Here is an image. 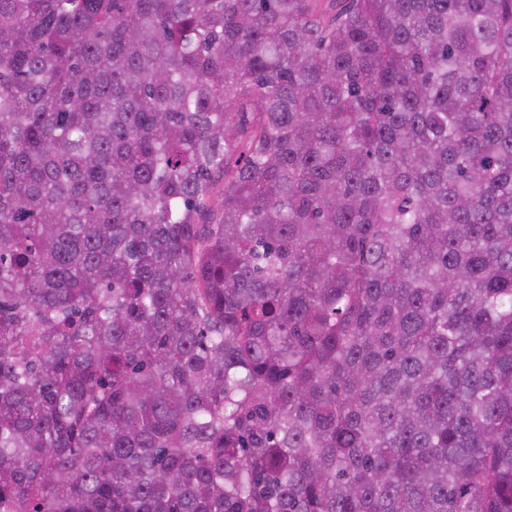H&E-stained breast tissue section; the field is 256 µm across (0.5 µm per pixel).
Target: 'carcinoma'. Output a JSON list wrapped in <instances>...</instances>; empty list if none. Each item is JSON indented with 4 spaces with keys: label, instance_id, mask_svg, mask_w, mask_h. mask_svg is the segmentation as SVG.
<instances>
[{
    "label": "carcinoma",
    "instance_id": "carcinoma-1",
    "mask_svg": "<svg viewBox=\"0 0 512 512\" xmlns=\"http://www.w3.org/2000/svg\"><path fill=\"white\" fill-rule=\"evenodd\" d=\"M0 512H512V0H0Z\"/></svg>",
    "mask_w": 512,
    "mask_h": 512
}]
</instances>
